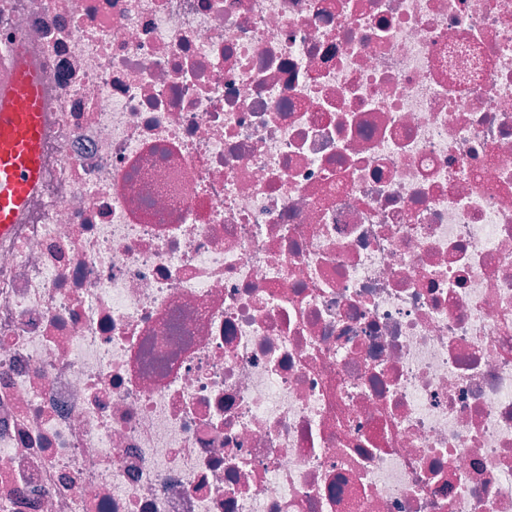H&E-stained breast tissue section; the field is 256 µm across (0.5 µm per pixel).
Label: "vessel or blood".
<instances>
[{
  "label": "vessel or blood",
  "mask_w": 512,
  "mask_h": 512,
  "mask_svg": "<svg viewBox=\"0 0 512 512\" xmlns=\"http://www.w3.org/2000/svg\"><path fill=\"white\" fill-rule=\"evenodd\" d=\"M13 75L0 85V237L20 222L43 176L44 74L16 45Z\"/></svg>",
  "instance_id": "vessel-or-blood-1"
}]
</instances>
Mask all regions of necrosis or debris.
I'll list each match as a JSON object with an SVG mask.
<instances>
[{
  "mask_svg": "<svg viewBox=\"0 0 512 512\" xmlns=\"http://www.w3.org/2000/svg\"><path fill=\"white\" fill-rule=\"evenodd\" d=\"M18 42L0 512H512V0H0ZM14 52L12 78L0 86V237L20 223L43 176L45 77L22 43Z\"/></svg>",
  "mask_w": 512,
  "mask_h": 512,
  "instance_id": "necrosis-or-debris-1",
  "label": "necrosis or debris"
}]
</instances>
